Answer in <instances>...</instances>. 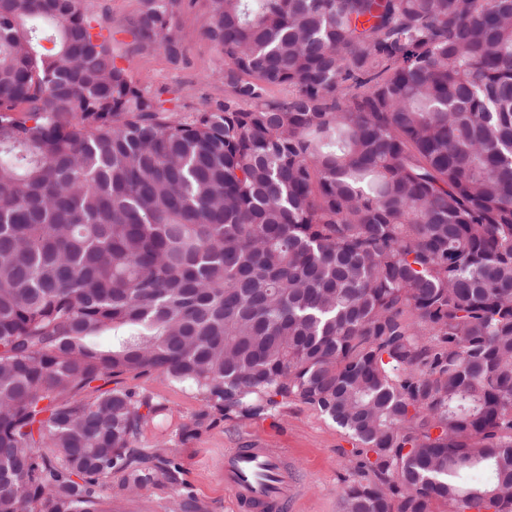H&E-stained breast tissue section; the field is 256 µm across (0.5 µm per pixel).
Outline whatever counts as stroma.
Returning <instances> with one entry per match:
<instances>
[{
  "label": "stroma",
  "mask_w": 512,
  "mask_h": 512,
  "mask_svg": "<svg viewBox=\"0 0 512 512\" xmlns=\"http://www.w3.org/2000/svg\"><path fill=\"white\" fill-rule=\"evenodd\" d=\"M83 8L104 17L110 27L112 49L138 87L168 99L171 107L189 112L223 99L224 80L216 50L200 33L208 21L206 0L193 8H179L178 24L188 32L179 60L160 49L142 51L129 25L139 9L138 0H82ZM131 390L152 395L165 404L169 415L165 436L146 427L136 445L155 447L165 440L166 450L177 460L184 481L182 492L166 485H151L128 498L126 512H177L180 493L191 495L200 512H235L224 488V454L235 448H281L287 453L288 472L299 497L288 512H340V496L355 478L349 462L353 445L342 429L316 410L300 403L280 407L262 419L224 420L184 443L180 424L190 421L201 400L189 387L156 375L121 377Z\"/></svg>",
  "instance_id": "stroma-1"
}]
</instances>
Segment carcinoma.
I'll return each instance as SVG.
<instances>
[{"label": "carcinoma", "instance_id": "cac0c4a2", "mask_svg": "<svg viewBox=\"0 0 512 512\" xmlns=\"http://www.w3.org/2000/svg\"><path fill=\"white\" fill-rule=\"evenodd\" d=\"M207 2L182 114L81 0H0V512L183 486L127 374L196 391L184 442L317 410L342 512H512V0Z\"/></svg>", "mask_w": 512, "mask_h": 512}]
</instances>
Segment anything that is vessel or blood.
<instances>
[{
	"label": "vessel or blood",
	"instance_id": "1",
	"mask_svg": "<svg viewBox=\"0 0 512 512\" xmlns=\"http://www.w3.org/2000/svg\"><path fill=\"white\" fill-rule=\"evenodd\" d=\"M286 454L278 448H236L224 455V486L241 512H286L295 493Z\"/></svg>",
	"mask_w": 512,
	"mask_h": 512
}]
</instances>
